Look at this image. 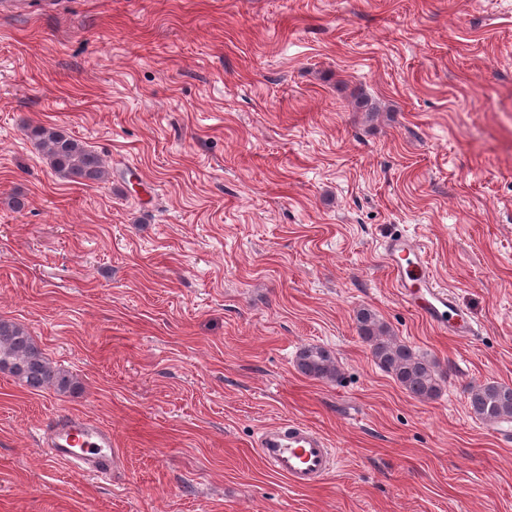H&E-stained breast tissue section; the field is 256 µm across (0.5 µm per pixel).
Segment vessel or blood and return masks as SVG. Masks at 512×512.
Returning <instances> with one entry per match:
<instances>
[{"label": "vessel or blood", "mask_w": 512, "mask_h": 512, "mask_svg": "<svg viewBox=\"0 0 512 512\" xmlns=\"http://www.w3.org/2000/svg\"><path fill=\"white\" fill-rule=\"evenodd\" d=\"M383 253L400 301L438 331L458 338L476 334L469 313L435 278L420 241L392 235L384 240ZM42 445L51 459L100 480L111 476L118 458L111 429L80 415L56 420ZM257 448L269 471L298 488L317 484L334 466V450L326 438L300 421L286 420L263 429Z\"/></svg>", "instance_id": "1"}]
</instances>
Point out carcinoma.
Listing matches in <instances>:
<instances>
[{"instance_id": "carcinoma-1", "label": "carcinoma", "mask_w": 512, "mask_h": 512, "mask_svg": "<svg viewBox=\"0 0 512 512\" xmlns=\"http://www.w3.org/2000/svg\"><path fill=\"white\" fill-rule=\"evenodd\" d=\"M26 133L58 175L73 180L104 182L109 177L100 156L87 145L55 127L41 124L26 128ZM355 327L369 347L376 364L390 374L407 393L420 400L436 399L448 371L436 360H426L391 335L377 314L366 307L356 310ZM298 371L316 380L338 377L335 355L325 347L309 345L296 359ZM0 371H7L30 389H52L65 393L75 388L68 371L53 364L38 348L33 337L19 324L0 320ZM472 414L479 420L496 423L512 419V386L488 382L467 389Z\"/></svg>"}]
</instances>
